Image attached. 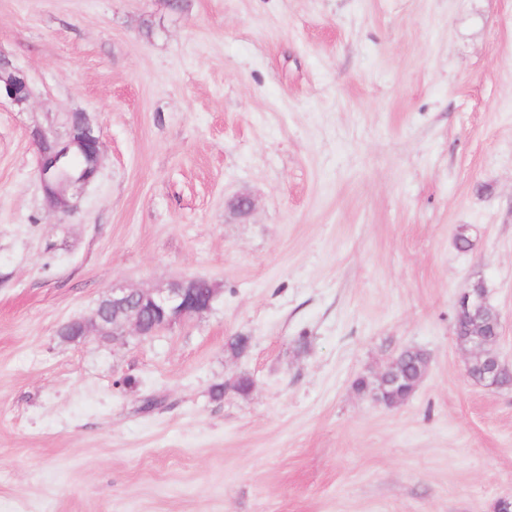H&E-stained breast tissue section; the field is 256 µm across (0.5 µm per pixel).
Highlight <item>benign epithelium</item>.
<instances>
[{"label":"benign epithelium","instance_id":"benign-epithelium-1","mask_svg":"<svg viewBox=\"0 0 512 512\" xmlns=\"http://www.w3.org/2000/svg\"><path fill=\"white\" fill-rule=\"evenodd\" d=\"M5 94L13 102L22 104L28 99V87L25 78L16 71H7L0 75V94ZM99 140L90 128H83L82 133L72 134L67 141L56 143L49 152L40 151L39 178L44 189L56 191L58 205L66 207V193L74 184L89 183L100 167ZM201 283L198 278L177 281L165 288L152 290H135L121 283L112 285V302L123 303L133 292L141 295L142 299L163 315V320L151 327L145 326L139 320L129 319L112 326V339L124 336L131 329L140 336H151L157 331L173 324L201 315L211 307L212 300L197 302L194 292ZM485 294L483 290L469 289L460 294L457 308L461 309L460 316H477L484 308ZM467 348L470 357H485L483 373L484 385L491 388L502 386V378L511 374L502 362L496 349V344L489 342L477 333L474 337L461 343Z\"/></svg>","mask_w":512,"mask_h":512}]
</instances>
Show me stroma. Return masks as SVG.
Here are the masks:
<instances>
[{
  "instance_id": "obj_1",
  "label": "stroma",
  "mask_w": 512,
  "mask_h": 512,
  "mask_svg": "<svg viewBox=\"0 0 512 512\" xmlns=\"http://www.w3.org/2000/svg\"><path fill=\"white\" fill-rule=\"evenodd\" d=\"M0 61V512L512 503V387L454 333L484 281L512 366V0H0ZM78 115L101 164L56 209L39 139ZM191 278L173 328L60 335ZM407 347L409 399L356 390ZM2 75L0 80V96L5 94L13 102L22 104L28 99V87L25 78L16 71L8 70ZM485 294L483 290L470 288L460 294L457 301V309H461L460 316H477L484 308Z\"/></svg>"
}]
</instances>
